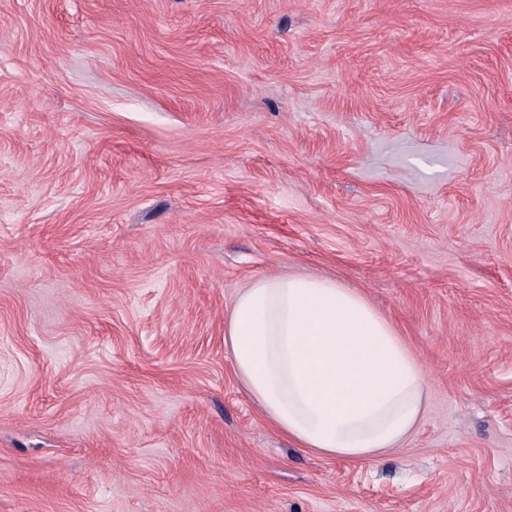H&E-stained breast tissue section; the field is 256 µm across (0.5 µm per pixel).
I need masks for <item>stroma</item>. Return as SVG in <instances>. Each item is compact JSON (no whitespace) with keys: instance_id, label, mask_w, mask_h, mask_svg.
Masks as SVG:
<instances>
[{"instance_id":"1","label":"stroma","mask_w":512,"mask_h":512,"mask_svg":"<svg viewBox=\"0 0 512 512\" xmlns=\"http://www.w3.org/2000/svg\"><path fill=\"white\" fill-rule=\"evenodd\" d=\"M279 275L419 359L401 447L262 416ZM0 512H512V0H0Z\"/></svg>"}]
</instances>
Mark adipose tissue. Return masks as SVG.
Returning a JSON list of instances; mask_svg holds the SVG:
<instances>
[{"mask_svg":"<svg viewBox=\"0 0 512 512\" xmlns=\"http://www.w3.org/2000/svg\"><path fill=\"white\" fill-rule=\"evenodd\" d=\"M224 342L266 419L312 452L367 461L423 417V365L360 293L335 282L256 280L234 300Z\"/></svg>","mask_w":512,"mask_h":512,"instance_id":"ef3b65f1","label":"adipose tissue"}]
</instances>
